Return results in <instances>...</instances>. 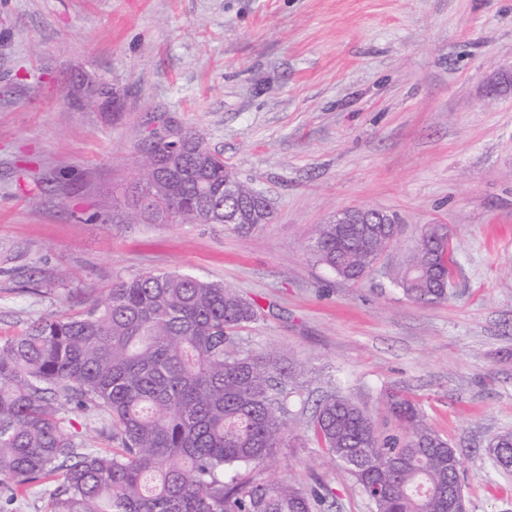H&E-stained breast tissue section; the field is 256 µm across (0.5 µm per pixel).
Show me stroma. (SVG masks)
<instances>
[{
	"mask_svg": "<svg viewBox=\"0 0 512 512\" xmlns=\"http://www.w3.org/2000/svg\"><path fill=\"white\" fill-rule=\"evenodd\" d=\"M497 73H512V0H0V338L148 272L223 283L260 306L244 347L315 374L288 399L289 447L238 479L374 512L310 425L337 391L401 435L398 392L459 452L468 512H512V471L486 451L512 430V88L490 93ZM189 131L272 200L269 223L113 221L148 136ZM351 208L399 224L356 283L309 250ZM426 224L455 261L433 305L391 282ZM64 426L116 446L104 413Z\"/></svg>",
	"mask_w": 512,
	"mask_h": 512,
	"instance_id": "obj_1",
	"label": "stroma"
}]
</instances>
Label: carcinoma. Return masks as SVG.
I'll return each mask as SVG.
<instances>
[{"mask_svg": "<svg viewBox=\"0 0 512 512\" xmlns=\"http://www.w3.org/2000/svg\"><path fill=\"white\" fill-rule=\"evenodd\" d=\"M138 194L123 223L266 224L268 204L250 211L252 188L193 132L173 148L154 137L139 159ZM396 279L409 300L448 299L451 250L436 224ZM393 224H322L312 237L318 262L359 280L387 249ZM260 306L218 282L176 272L113 283L85 314L42 317L18 336L0 338V489L12 500L44 479L61 480L51 512H323L325 488L280 480H228L286 447L283 385L310 382L278 352H255L234 333ZM404 423L402 438L377 434L369 413L329 394L317 403L313 437L370 499L375 512H446L461 456L405 395L388 396ZM96 409L112 423L118 447L87 451L64 427L68 410ZM487 452L503 471L512 432L490 437Z\"/></svg>", "mask_w": 512, "mask_h": 512, "instance_id": "obj_1", "label": "carcinoma"}]
</instances>
